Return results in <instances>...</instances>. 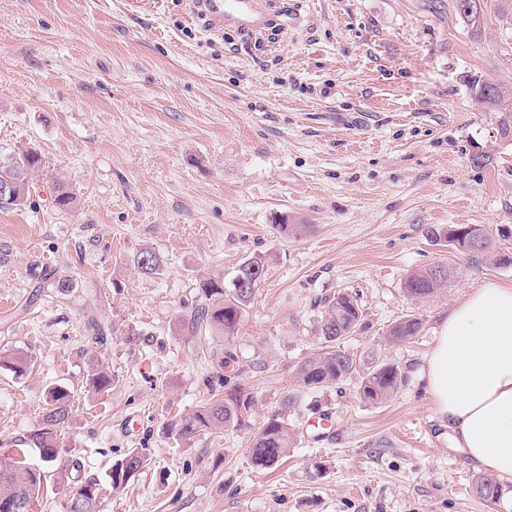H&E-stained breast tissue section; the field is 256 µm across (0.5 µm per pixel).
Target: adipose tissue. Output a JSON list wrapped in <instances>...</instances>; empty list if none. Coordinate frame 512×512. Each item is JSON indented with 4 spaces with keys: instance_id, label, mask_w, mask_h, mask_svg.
Returning <instances> with one entry per match:
<instances>
[{
    "instance_id": "obj_1",
    "label": "adipose tissue",
    "mask_w": 512,
    "mask_h": 512,
    "mask_svg": "<svg viewBox=\"0 0 512 512\" xmlns=\"http://www.w3.org/2000/svg\"><path fill=\"white\" fill-rule=\"evenodd\" d=\"M426 380L468 460L512 479V284L487 282L455 305L440 325Z\"/></svg>"
}]
</instances>
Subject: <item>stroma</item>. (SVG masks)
Segmentation results:
<instances>
[{
  "label": "stroma",
  "instance_id": "35a3bbf8",
  "mask_svg": "<svg viewBox=\"0 0 512 512\" xmlns=\"http://www.w3.org/2000/svg\"><path fill=\"white\" fill-rule=\"evenodd\" d=\"M298 4V25L271 37L212 29L187 0H0V154L45 161L27 204L0 208V354L29 360L22 376L0 370V453L37 427L49 388L74 393L34 512H68L89 478L99 512H512V480L498 504L474 495L423 378L442 318L487 281L512 284V266L462 260L434 298L404 292L451 257L431 229L512 227V143L462 81L512 82V0H484L476 37L453 0ZM480 147L491 164L472 163ZM60 185L75 209L55 206ZM143 249L164 275L134 269ZM250 257L265 277L237 336L192 335L197 279H231ZM340 291L363 312L343 341L356 370L298 400L283 464L252 467L250 429L168 437L174 416L235 388L259 426L320 349L321 302ZM407 315L422 333L391 342ZM382 361L408 382L371 405L361 378ZM98 368L112 386L93 396ZM133 450L147 466L112 490Z\"/></svg>",
  "mask_w": 512,
  "mask_h": 512
}]
</instances>
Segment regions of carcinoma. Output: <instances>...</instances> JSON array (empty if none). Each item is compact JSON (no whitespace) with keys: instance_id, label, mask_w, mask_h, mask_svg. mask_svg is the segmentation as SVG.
Listing matches in <instances>:
<instances>
[{"instance_id":"1","label":"carcinoma","mask_w":512,"mask_h":512,"mask_svg":"<svg viewBox=\"0 0 512 512\" xmlns=\"http://www.w3.org/2000/svg\"><path fill=\"white\" fill-rule=\"evenodd\" d=\"M467 0H454V9L461 21L478 36L484 26L483 11L466 12ZM474 102L483 112L493 114L497 128L512 138V84L466 76ZM41 155L27 149L0 159V204L21 207L25 201L3 193L4 188L29 185L34 172L41 169ZM485 237V246L473 248L466 241L450 244L458 254L478 263L484 259H495L498 264L512 263V257L500 256L497 239L503 237L501 229L478 228ZM132 265L141 273L161 275L164 261L152 250H142L131 259ZM264 264L257 258L245 259L238 264L231 287H224L220 277H202L197 282L200 304L187 323L191 333L218 332L224 341L231 342L239 332V326L264 278ZM447 279L437 276L434 268H426L410 275L404 283L405 294L414 300L434 296L446 286ZM362 324V311L357 300L346 292H338L323 300L317 333L323 346L298 367L296 382L302 390L331 387L343 382L355 369V360L342 346L341 341L352 335ZM423 323L416 316H406L389 328V337L395 343L404 342L419 335ZM28 366L20 353L0 357V369L22 375ZM407 381L399 367L391 363H380L362 377L361 398L370 404H381L393 397ZM112 384L109 374L98 371L88 375L85 389L94 395L107 391ZM300 394L294 392L281 400L278 409L270 412L258 427L249 446L251 464L258 470L276 466L293 447L296 428L289 420V412L298 402ZM73 395L62 386L48 391L45 413L37 428L30 434L26 445L39 450L43 465L35 468L25 460L26 449L17 448L0 454V512H33V505L47 490V474L56 466L60 453V437L67 426L72 410ZM252 397L236 390L214 398L199 409L179 416L168 428L174 441L188 445L201 433L251 427L250 410ZM146 462L145 456L135 450L112 465L109 474L114 490L125 488L131 478ZM473 493L480 499L496 503L499 497V482L491 474L480 475L473 483ZM99 484L94 479L85 481L77 488L71 512H97Z\"/></svg>"}]
</instances>
